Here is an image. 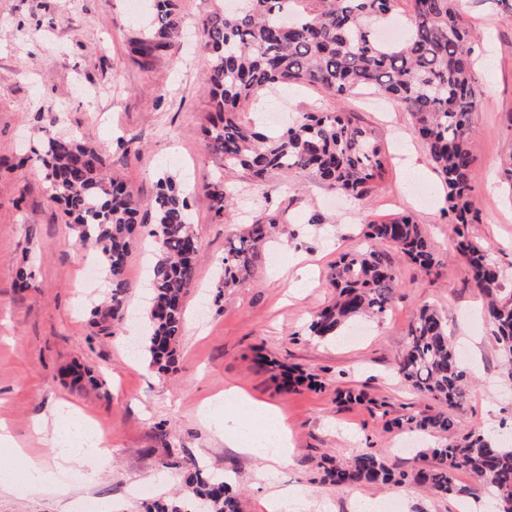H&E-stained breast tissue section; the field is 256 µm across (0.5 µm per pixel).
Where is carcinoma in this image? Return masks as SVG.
Masks as SVG:
<instances>
[{"instance_id":"1","label":"carcinoma","mask_w":512,"mask_h":512,"mask_svg":"<svg viewBox=\"0 0 512 512\" xmlns=\"http://www.w3.org/2000/svg\"><path fill=\"white\" fill-rule=\"evenodd\" d=\"M220 5L201 21L199 47L208 58L214 115L205 128L207 146L224 157V166L247 170L266 189L271 175L305 171L336 189L368 195L386 171V153L374 132L358 126L350 113L304 112L280 132L267 135L239 120L241 106L282 85L320 87L341 100L363 91L399 99L412 119V131L427 148L444 187L448 224L456 250L475 287L485 296L484 314L493 326L502 357L511 367L512 300L500 298L503 277L490 250L472 231L478 223L471 116L477 98L473 35L456 0H409L411 28L401 43H385L375 25L389 18L398 0H316L318 7L291 16L296 0H237L236 10ZM177 0H150V22L137 49L167 50L179 36ZM37 156L47 170L50 198L72 224L81 227L80 246L96 249L112 284V305L91 309L93 317L123 319L121 295L130 242L137 225L149 220L160 258L152 270L149 314L141 351L148 366L167 372L181 336L183 299L195 279L198 239L184 190L169 178L159 182L145 206L117 177L105 174L101 150L77 137L48 134ZM214 215L230 222L234 189L222 180L205 185ZM281 223L265 215L236 236L224 251V287L250 273L258 247ZM370 246L340 254L331 286L335 300L317 312L310 335L330 338L349 321L383 316L392 303L396 280L388 254L371 243L392 246L419 272L430 275L442 265L421 225L410 215L361 225ZM400 379L435 401L440 409L410 414L395 424L409 430L454 433L458 423L442 410L465 397L468 371L448 334L446 319L423 307L408 329L404 352L396 359ZM427 467L409 475L395 473L381 451H365L324 468V479L338 485L401 484L409 479L431 491L478 497L486 489L498 499L499 512H512V448L491 435L469 432L452 444L431 450ZM474 480L460 487L454 476ZM189 504L175 499L152 504L147 512H239V500L224 480L188 476Z\"/></svg>"}]
</instances>
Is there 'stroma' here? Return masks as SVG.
<instances>
[{"label":"stroma","mask_w":512,"mask_h":512,"mask_svg":"<svg viewBox=\"0 0 512 512\" xmlns=\"http://www.w3.org/2000/svg\"><path fill=\"white\" fill-rule=\"evenodd\" d=\"M144 0H0V419L6 420L21 457L11 470L37 462L40 489L19 486L0 471V512H143L139 490L167 500L186 490L188 473L228 475L241 512H264L272 491L300 492L303 512H354L352 493L367 498L369 512L390 499L400 512H458L455 496H441L413 482L352 488L325 480L321 461L383 449L395 470L428 465L429 450L448 444L446 434L399 429L395 418L428 412L435 403L402 383L394 370L419 308H435L448 322L462 362L474 379L455 409L462 432L475 431L512 444V371L505 365L482 297L443 214L442 185L427 152L410 131V117L396 99L372 104L359 95L338 101L320 88L284 86L243 106L240 117L275 133L299 113L342 108L372 129L392 160L368 197L336 192L306 172L272 176L270 196L245 170L229 169L209 150L200 130L210 117L207 63L195 28L211 0H179L183 37L173 48L138 52ZM476 38L478 105L472 116L478 187L473 198L481 222L474 233L493 248L512 294V190L503 163L512 157V10L500 0H457ZM79 136L104 150L109 167L150 203L157 181L172 176L188 188L189 213L198 237L195 280L184 297V328L175 369L160 373L131 348L146 312L148 270L156 260L146 227H138L127 258L124 318L105 330L91 309L112 296L105 277L91 288L82 281L99 261L80 250L76 225L66 223L49 198L45 172L33 154L43 126ZM236 195L232 221L215 217L205 185L216 179ZM282 212L249 276L224 286L229 239L265 213ZM412 215L443 257L437 273L424 275L393 257L397 288L383 318L354 322L362 339L310 336L313 315L329 304L332 268L340 253L364 247V217ZM320 223H310L312 215ZM30 266L33 286L18 290V266ZM306 275L301 297L291 281ZM315 380V387L286 388L269 362ZM90 368L97 389L72 387L68 371ZM234 385L285 417L289 457L263 471L260 459L229 447L203 411L206 399ZM361 393L342 402L337 388ZM83 414V428L107 434L110 464L100 474L73 469L58 474L51 440L36 435L38 420L52 419L60 402Z\"/></svg>","instance_id":"1"}]
</instances>
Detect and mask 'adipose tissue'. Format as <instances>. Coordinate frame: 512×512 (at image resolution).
Returning <instances> with one entry per match:
<instances>
[{"mask_svg": "<svg viewBox=\"0 0 512 512\" xmlns=\"http://www.w3.org/2000/svg\"><path fill=\"white\" fill-rule=\"evenodd\" d=\"M203 408L214 416L216 430L224 433L234 447L263 460L287 459L290 438L278 409L249 400L233 386L207 400ZM104 444L103 435L97 433L83 438L81 447L58 448L59 471L84 468L94 474L102 472L109 464Z\"/></svg>", "mask_w": 512, "mask_h": 512, "instance_id": "ef3b65f1", "label": "adipose tissue"}]
</instances>
